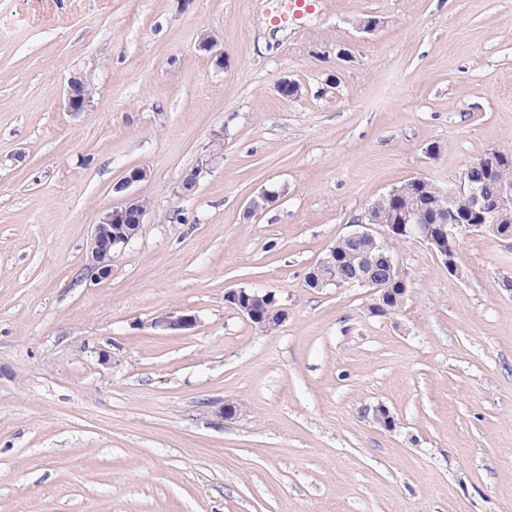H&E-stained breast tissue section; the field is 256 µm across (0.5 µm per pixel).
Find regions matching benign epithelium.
<instances>
[{
    "label": "benign epithelium",
    "instance_id": "1",
    "mask_svg": "<svg viewBox=\"0 0 512 512\" xmlns=\"http://www.w3.org/2000/svg\"><path fill=\"white\" fill-rule=\"evenodd\" d=\"M89 103V93L84 83L73 78L69 81L66 91V108L69 112H82ZM224 150V132H215L199 164L190 174L183 177L178 185L180 193L192 190L200 178L212 172L213 163ZM147 170L136 167L128 171L123 180L117 185L116 192L127 191L131 186L144 180ZM468 191L471 199L472 210L482 220L480 224H441L433 227L420 223V217L411 214L404 217V224L399 228L404 234L419 243L426 245L439 258L448 274L460 275L457 262L456 240L463 233H490L502 239L512 238V183L498 180L494 189L486 191L482 186L468 185L461 181L439 192L440 208L448 211V203L459 191ZM262 199L265 205L261 206L256 199ZM258 198L251 199L246 207L250 215H256L268 209V206L277 201L278 193L268 189L262 190ZM147 209L139 206V198L126 195L123 201L104 209L98 218L90 236L88 248V262L85 270L87 275L97 282L107 280L112 276V256L115 252L126 248L135 236L133 225L144 224ZM359 229L344 236V239L357 250L366 247L372 249L377 246L375 235L370 231V225L375 220L369 218V212H364L355 219ZM389 278L394 288L399 292L407 289V279L399 268L395 259L387 254L383 256ZM306 281L317 287L325 288L335 286L337 288H349L352 286H365L371 284L368 277L351 280L341 275L325 280L318 277L317 271H312L306 276ZM199 323L198 316L187 311H173L154 322V326L174 333H185L194 329Z\"/></svg>",
    "mask_w": 512,
    "mask_h": 512
}]
</instances>
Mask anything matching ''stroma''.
<instances>
[{
    "mask_svg": "<svg viewBox=\"0 0 512 512\" xmlns=\"http://www.w3.org/2000/svg\"><path fill=\"white\" fill-rule=\"evenodd\" d=\"M282 8L0 0V512H512V240L459 236L457 277L390 241L408 290L387 317L305 284L393 186L512 153V0ZM217 131L223 160L179 194ZM137 166L147 232L90 281ZM238 288L287 321L260 331ZM180 309L197 327L153 328ZM89 93L84 83L78 78H72L69 81L66 91V108L70 112L84 111L90 102ZM266 292L268 295H272V296L274 295V293H272L270 291H266ZM242 294H244V288L229 290L228 292L225 293V296H224L225 301L237 302L239 304ZM273 297H275L276 302L272 306H269V303H267V302L262 303V302H259L256 300L253 301V303H252L254 305L256 311L261 316L265 315L266 322L263 318L261 319L260 316L254 312V309L252 307H250L249 305L241 306L239 304V309H236V310L238 311V313L240 315H242L247 320H249L252 324H254L255 327L259 328L262 331H266L267 322L271 325L275 324L276 315L274 313L277 314V318H278L280 325L288 319V311L286 310V308H284V307L278 308L275 311H273L274 308H276L278 306H282L279 303L276 296H273Z\"/></svg>",
    "mask_w": 512,
    "mask_h": 512,
    "instance_id": "obj_1",
    "label": "stroma"
}]
</instances>
